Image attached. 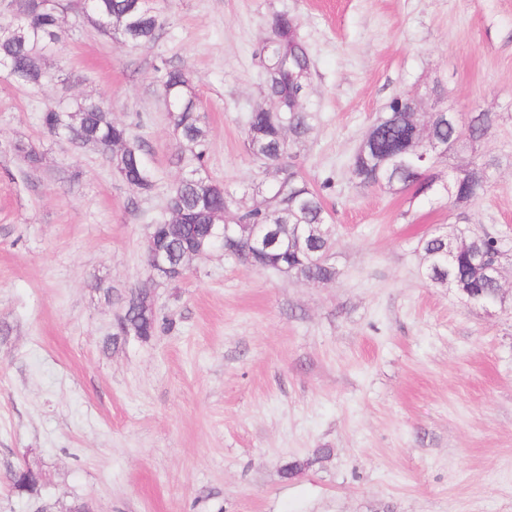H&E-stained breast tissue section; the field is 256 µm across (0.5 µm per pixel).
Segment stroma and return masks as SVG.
I'll return each instance as SVG.
<instances>
[{
    "mask_svg": "<svg viewBox=\"0 0 512 512\" xmlns=\"http://www.w3.org/2000/svg\"><path fill=\"white\" fill-rule=\"evenodd\" d=\"M153 5L154 42L86 26L48 56L41 87L0 73V512H512V0ZM277 11L312 57L314 130L296 161L334 224L335 280L217 249L154 286L171 331L105 348L183 173L157 66L190 73L209 174L263 202L276 175L246 151L245 123L267 104L258 51ZM436 85L457 111L495 116L438 164L493 161L483 195L458 207L354 183L349 160L386 104ZM85 98L135 123L151 193L43 130L47 107ZM18 140L42 153L39 172L11 153ZM460 229L498 239L504 305L426 278L421 238ZM317 448L327 461L283 476ZM25 466L42 476L31 497L5 479Z\"/></svg>",
    "mask_w": 512,
    "mask_h": 512,
    "instance_id": "1",
    "label": "stroma"
}]
</instances>
